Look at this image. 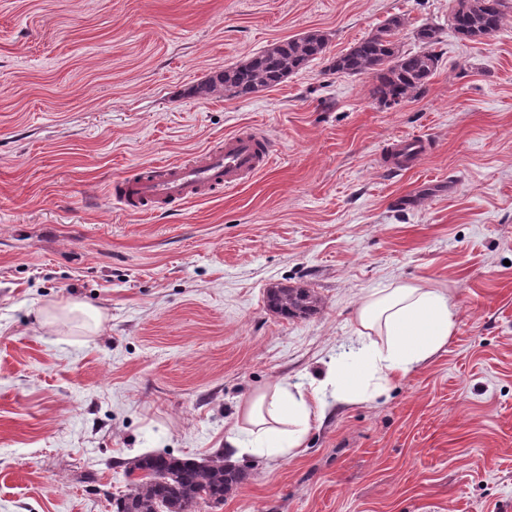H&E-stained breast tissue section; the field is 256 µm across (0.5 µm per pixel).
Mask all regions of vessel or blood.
Here are the masks:
<instances>
[{
	"label": "vessel or blood",
	"instance_id": "vessel-or-blood-1",
	"mask_svg": "<svg viewBox=\"0 0 512 512\" xmlns=\"http://www.w3.org/2000/svg\"><path fill=\"white\" fill-rule=\"evenodd\" d=\"M430 147L427 140L402 141L396 170L413 167ZM271 160L269 141L247 129L225 137L221 146L176 163L152 164L114 183L116 200L128 210L150 212L173 203L237 187L264 169Z\"/></svg>",
	"mask_w": 512,
	"mask_h": 512
}]
</instances>
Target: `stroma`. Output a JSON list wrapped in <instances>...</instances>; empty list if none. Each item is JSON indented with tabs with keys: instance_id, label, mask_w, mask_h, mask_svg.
Segmentation results:
<instances>
[{
	"instance_id": "35a3bbf8",
	"label": "stroma",
	"mask_w": 512,
	"mask_h": 512,
	"mask_svg": "<svg viewBox=\"0 0 512 512\" xmlns=\"http://www.w3.org/2000/svg\"><path fill=\"white\" fill-rule=\"evenodd\" d=\"M453 0H0V512H112L127 462L223 450L243 403L350 361L368 292L447 289V343L334 404L294 456L255 452L199 512H512V8L460 39ZM393 16L441 29L423 90L387 108L330 60ZM325 57L243 98L194 95L267 46ZM269 165L214 197L125 211L115 179L240 129ZM431 148L394 172L396 144ZM308 288L287 319L266 290ZM85 302L97 331L43 324ZM71 314H79L85 318L87 324L97 327L100 324L101 316L98 310L81 303H68L62 307L54 308L46 312V323L63 319Z\"/></svg>"
}]
</instances>
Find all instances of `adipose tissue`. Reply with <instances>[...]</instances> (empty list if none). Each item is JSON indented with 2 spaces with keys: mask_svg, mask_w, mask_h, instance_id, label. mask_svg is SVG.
<instances>
[{
  "mask_svg": "<svg viewBox=\"0 0 512 512\" xmlns=\"http://www.w3.org/2000/svg\"><path fill=\"white\" fill-rule=\"evenodd\" d=\"M355 321V355L362 366L335 363L326 380L340 402L358 400L362 368L374 370L387 382L428 360L447 343L455 312L445 289L427 282L393 283L366 294ZM328 408L322 389L308 392L278 385L257 393L244 405L238 425L225 441L237 448L246 434L268 455H293L304 446L312 423L321 420Z\"/></svg>",
  "mask_w": 512,
  "mask_h": 512,
  "instance_id": "adipose-tissue-1",
  "label": "adipose tissue"
}]
</instances>
